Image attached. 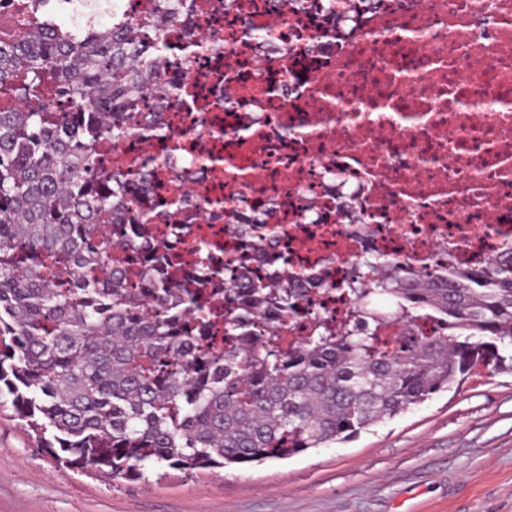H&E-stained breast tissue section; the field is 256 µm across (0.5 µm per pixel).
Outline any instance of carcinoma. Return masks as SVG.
I'll return each instance as SVG.
<instances>
[{
  "label": "carcinoma",
  "mask_w": 512,
  "mask_h": 512,
  "mask_svg": "<svg viewBox=\"0 0 512 512\" xmlns=\"http://www.w3.org/2000/svg\"><path fill=\"white\" fill-rule=\"evenodd\" d=\"M0 26V398L70 463L144 477L286 459L357 435L473 376L512 371V253L482 268L453 256L429 276L367 255L292 336L303 289H224V346L205 333L210 300L186 281L125 286L156 257L132 224L126 173L98 156L129 134L157 84L134 26L103 27L17 0ZM65 96L59 112L52 97ZM128 252L114 263L116 240Z\"/></svg>",
  "instance_id": "obj_1"
}]
</instances>
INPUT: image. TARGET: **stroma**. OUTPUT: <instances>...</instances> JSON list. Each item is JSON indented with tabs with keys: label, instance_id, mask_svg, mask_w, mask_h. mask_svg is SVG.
I'll return each mask as SVG.
<instances>
[{
	"label": "stroma",
	"instance_id": "35a3bbf8",
	"mask_svg": "<svg viewBox=\"0 0 512 512\" xmlns=\"http://www.w3.org/2000/svg\"><path fill=\"white\" fill-rule=\"evenodd\" d=\"M0 512H512V374L288 459L145 479L78 469L0 404Z\"/></svg>",
	"mask_w": 512,
	"mask_h": 512
}]
</instances>
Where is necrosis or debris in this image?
<instances>
[{
  "mask_svg": "<svg viewBox=\"0 0 512 512\" xmlns=\"http://www.w3.org/2000/svg\"><path fill=\"white\" fill-rule=\"evenodd\" d=\"M171 46L105 152L146 248L219 284L512 251V0H118ZM222 165L208 164V157ZM182 202L163 213L165 197ZM229 256L198 262L200 240Z\"/></svg>",
  "mask_w": 512,
  "mask_h": 512,
  "instance_id": "necrosis-or-debris-1",
  "label": "necrosis or debris"
}]
</instances>
